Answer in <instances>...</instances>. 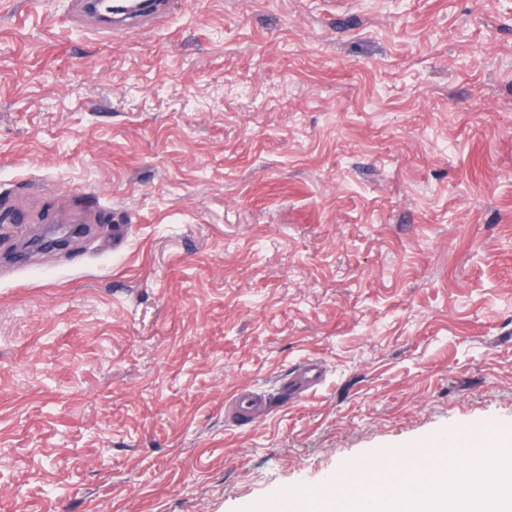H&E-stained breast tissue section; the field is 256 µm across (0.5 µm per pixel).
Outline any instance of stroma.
Masks as SVG:
<instances>
[{"label":"stroma","mask_w":512,"mask_h":512,"mask_svg":"<svg viewBox=\"0 0 512 512\" xmlns=\"http://www.w3.org/2000/svg\"><path fill=\"white\" fill-rule=\"evenodd\" d=\"M243 389L271 407L240 426ZM489 423L512 0H168L114 33L0 0V512H239ZM321 367L315 362H308L295 369L288 379L283 381L281 385L282 393L289 397H296L313 386H315L321 378Z\"/></svg>","instance_id":"obj_1"}]
</instances>
